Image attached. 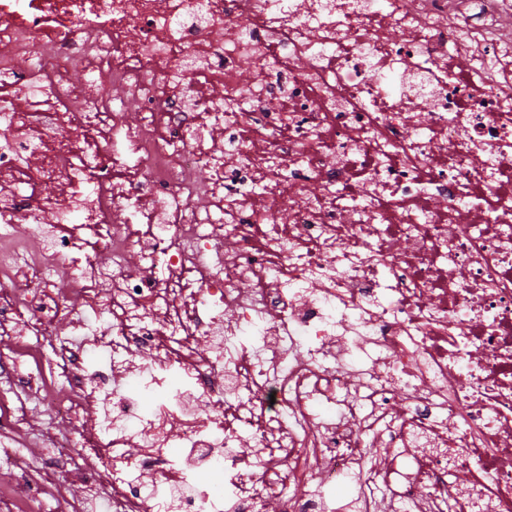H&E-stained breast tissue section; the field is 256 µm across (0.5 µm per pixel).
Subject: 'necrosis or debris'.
Masks as SVG:
<instances>
[{
	"label": "necrosis or debris",
	"mask_w": 512,
	"mask_h": 512,
	"mask_svg": "<svg viewBox=\"0 0 512 512\" xmlns=\"http://www.w3.org/2000/svg\"><path fill=\"white\" fill-rule=\"evenodd\" d=\"M506 10L0 0V334L110 512H512Z\"/></svg>",
	"instance_id": "1"
}]
</instances>
